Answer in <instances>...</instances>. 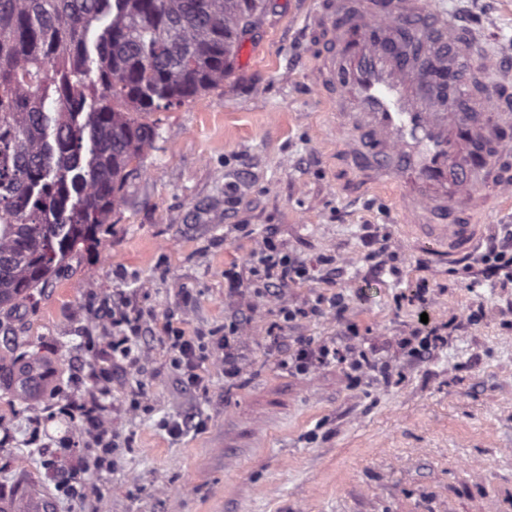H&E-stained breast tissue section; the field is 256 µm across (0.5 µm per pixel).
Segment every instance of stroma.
Returning <instances> with one entry per match:
<instances>
[{
  "mask_svg": "<svg viewBox=\"0 0 512 512\" xmlns=\"http://www.w3.org/2000/svg\"><path fill=\"white\" fill-rule=\"evenodd\" d=\"M317 2L264 0L223 84L147 115L157 136L97 245L35 304L0 311V352L58 364L30 400L10 389L13 363L0 365V498L36 495L49 512H512V285L473 254L438 263L404 236L395 188L363 191L317 79L329 50L308 26ZM450 7L485 55L512 51V0ZM267 237L308 277L231 296L225 270L250 280ZM338 291L344 311L313 312ZM118 303L143 327L130 361L112 356ZM173 313L207 337L247 317L239 376L210 356L203 388L185 385L163 340ZM429 322L449 323L448 340L420 355ZM301 341L341 357L295 372ZM351 351L368 365L352 371ZM106 362L104 397L94 374ZM74 399L103 401L111 468L79 469L64 451ZM188 414L204 429L170 438L164 421Z\"/></svg>",
  "mask_w": 512,
  "mask_h": 512,
  "instance_id": "1",
  "label": "stroma"
}]
</instances>
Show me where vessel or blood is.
I'll list each match as a JSON object with an SVG mask.
<instances>
[{
	"label": "vessel or blood",
	"mask_w": 512,
	"mask_h": 512,
	"mask_svg": "<svg viewBox=\"0 0 512 512\" xmlns=\"http://www.w3.org/2000/svg\"><path fill=\"white\" fill-rule=\"evenodd\" d=\"M313 26L342 45L321 59L318 73L337 89L336 127L366 186H396L412 238L435 254L472 250L479 227L469 221L486 208L479 186L512 207V114L501 111L478 83L512 82V68L476 58L478 37L429 0H328ZM457 76L453 90L436 85L429 69ZM54 374L39 363L19 379L28 398Z\"/></svg>",
	"instance_id": "1"
}]
</instances>
